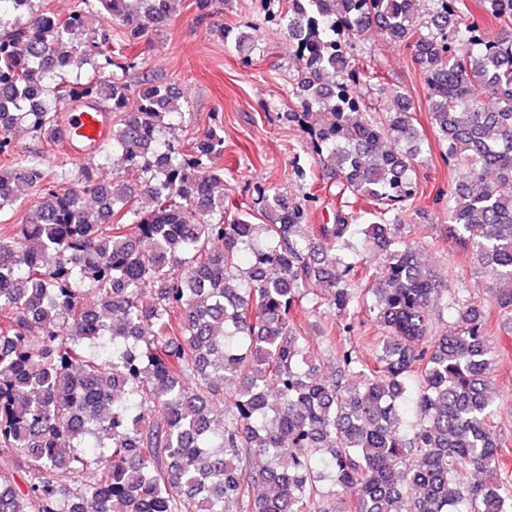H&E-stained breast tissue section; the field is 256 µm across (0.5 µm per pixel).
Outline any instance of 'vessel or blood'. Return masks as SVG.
<instances>
[{
  "label": "vessel or blood",
  "instance_id": "b4317fda",
  "mask_svg": "<svg viewBox=\"0 0 512 512\" xmlns=\"http://www.w3.org/2000/svg\"><path fill=\"white\" fill-rule=\"evenodd\" d=\"M63 124L66 150L71 158L80 160L90 157L111 129L107 113L93 104L68 108Z\"/></svg>",
  "mask_w": 512,
  "mask_h": 512
}]
</instances>
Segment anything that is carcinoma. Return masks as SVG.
Returning <instances> with one entry per match:
<instances>
[{
	"mask_svg": "<svg viewBox=\"0 0 512 512\" xmlns=\"http://www.w3.org/2000/svg\"><path fill=\"white\" fill-rule=\"evenodd\" d=\"M431 2L422 22L414 0H281L252 25L294 47L288 122L345 198L312 239L310 192L258 190L264 224L225 216L219 117L186 144L167 139L165 120L190 112L171 85L128 80L167 0H81L65 18L6 0L0 210L36 187L44 200L0 236V447L15 449L0 459V512H330L326 487L339 512H512L484 306L448 298L400 233L431 143L404 93L376 105L358 92L383 79L354 56L365 32L410 51L457 175L448 234L511 286L512 0H483L492 36L462 0ZM86 103L110 113L112 134L63 186L10 132L56 145L59 112ZM108 164L139 184L100 180ZM448 299L457 332L434 336L428 308ZM303 302L336 317L330 377L290 319ZM360 312L382 331L367 359L336 344ZM228 379L239 388L219 428ZM258 484L270 492L254 496Z\"/></svg>",
	"mask_w": 512,
	"mask_h": 512,
	"instance_id": "obj_1",
	"label": "carcinoma"
}]
</instances>
